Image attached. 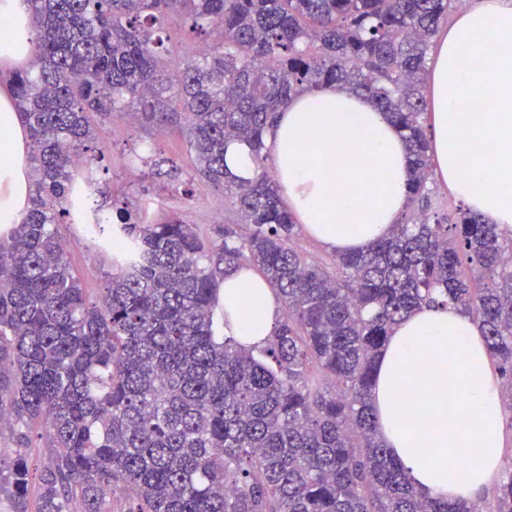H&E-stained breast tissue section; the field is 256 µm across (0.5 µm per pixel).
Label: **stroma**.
Returning <instances> with one entry per match:
<instances>
[{"label":"stroma","instance_id":"35a3bbf8","mask_svg":"<svg viewBox=\"0 0 512 512\" xmlns=\"http://www.w3.org/2000/svg\"><path fill=\"white\" fill-rule=\"evenodd\" d=\"M112 128L101 163V184L107 198L128 202L147 223L158 224L176 217L184 223L198 225L205 235H214L229 208L211 185L195 178L194 158L179 129H170L159 137L142 127L128 112L115 115ZM159 145L163 146L166 157L177 164L181 172L178 180L149 178L150 168L143 159L152 155ZM63 237L67 255L88 295L97 296L102 286V258L90 248L85 227L72 226Z\"/></svg>","mask_w":512,"mask_h":512}]
</instances>
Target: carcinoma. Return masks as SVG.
Masks as SVG:
<instances>
[{"label": "carcinoma", "instance_id": "obj_1", "mask_svg": "<svg viewBox=\"0 0 512 512\" xmlns=\"http://www.w3.org/2000/svg\"><path fill=\"white\" fill-rule=\"evenodd\" d=\"M30 65L9 76L30 134L31 206L0 237V495L11 512H512V462L477 503L430 500L378 437L376 357L422 305L482 325L512 410V254L467 208L430 212L422 121L428 56L457 0H27ZM211 31L171 79L163 34ZM326 85L368 98L406 142L405 220L332 265L291 241L264 169L275 113ZM178 127L197 175L235 219L218 238L173 218L105 212L98 168L112 116ZM230 141L255 175L228 171ZM82 159V165L76 160ZM63 224H92L99 301L66 258ZM249 264L282 317L245 350L224 335L219 283ZM332 381L331 388L320 380ZM50 452L35 467L27 449Z\"/></svg>", "mask_w": 512, "mask_h": 512}]
</instances>
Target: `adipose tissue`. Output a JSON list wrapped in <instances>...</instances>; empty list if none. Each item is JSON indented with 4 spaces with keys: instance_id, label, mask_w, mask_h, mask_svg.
Listing matches in <instances>:
<instances>
[{
    "instance_id": "obj_1",
    "label": "adipose tissue",
    "mask_w": 512,
    "mask_h": 512,
    "mask_svg": "<svg viewBox=\"0 0 512 512\" xmlns=\"http://www.w3.org/2000/svg\"><path fill=\"white\" fill-rule=\"evenodd\" d=\"M0 71L26 64L34 32L26 0H0ZM434 175L486 222L512 227V0H470L439 40L427 77ZM29 138L0 86V230L31 193ZM284 207L322 245L361 252L397 224L413 170L406 144L369 100L328 86L293 97L265 139ZM224 332L245 346L270 336L278 302L251 266L219 285ZM470 408L468 416L459 404ZM501 380L480 325L453 307L401 321L376 362L372 406L385 447L422 494L473 502L502 465ZM452 448L475 456L462 470Z\"/></svg>"
}]
</instances>
